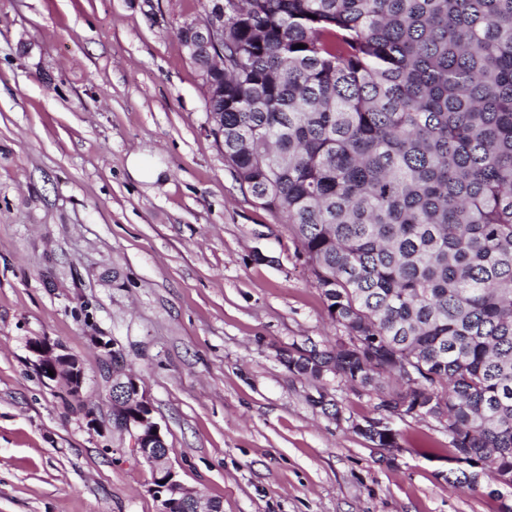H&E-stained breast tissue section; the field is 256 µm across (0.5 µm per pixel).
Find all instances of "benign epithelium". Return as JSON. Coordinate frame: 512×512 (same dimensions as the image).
Listing matches in <instances>:
<instances>
[{
  "label": "benign epithelium",
  "mask_w": 512,
  "mask_h": 512,
  "mask_svg": "<svg viewBox=\"0 0 512 512\" xmlns=\"http://www.w3.org/2000/svg\"><path fill=\"white\" fill-rule=\"evenodd\" d=\"M180 39L188 55L209 56L211 70L224 68V0H211L204 15L180 28ZM29 350L36 358L35 365L46 379H64L72 394L79 395L83 385V373L77 361L59 353V346L46 338L30 342ZM54 376H49L48 371ZM112 394L119 395L126 410L120 420L132 435L135 453L144 462L160 471L156 483L150 487L153 497L160 503L159 512H191L193 503L199 500L198 490L185 485L170 461V448L166 445L160 424L153 416L149 397L135 378L112 370ZM356 431L373 438L394 443L395 430L390 418L369 419L366 424L355 425Z\"/></svg>",
  "instance_id": "obj_1"
}]
</instances>
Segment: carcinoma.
<instances>
[{"mask_svg":"<svg viewBox=\"0 0 512 512\" xmlns=\"http://www.w3.org/2000/svg\"><path fill=\"white\" fill-rule=\"evenodd\" d=\"M206 107L346 333L288 370L445 423L453 487L512 474V0H224Z\"/></svg>","mask_w":512,"mask_h":512,"instance_id":"cac0c4a2","label":"carcinoma"}]
</instances>
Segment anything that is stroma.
<instances>
[{"label":"stroma","instance_id":"1","mask_svg":"<svg viewBox=\"0 0 512 512\" xmlns=\"http://www.w3.org/2000/svg\"><path fill=\"white\" fill-rule=\"evenodd\" d=\"M204 4L0 0V512H158L112 427L108 343L179 478L224 512H499L512 488L446 482L443 423L395 420L380 447L355 429L376 393L281 361L344 330L224 160L178 37ZM133 152L162 178L135 180ZM41 337L81 366L80 396L37 371Z\"/></svg>","mask_w":512,"mask_h":512}]
</instances>
